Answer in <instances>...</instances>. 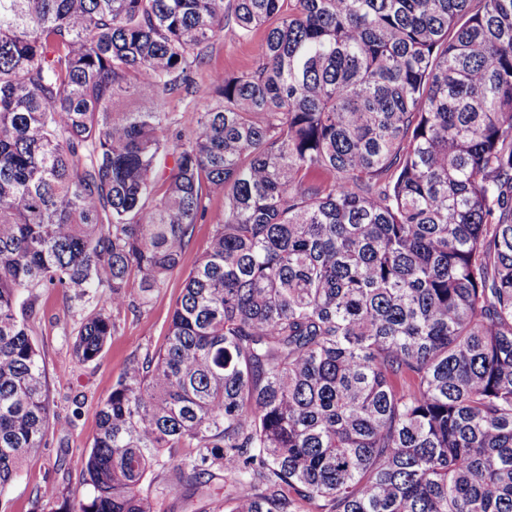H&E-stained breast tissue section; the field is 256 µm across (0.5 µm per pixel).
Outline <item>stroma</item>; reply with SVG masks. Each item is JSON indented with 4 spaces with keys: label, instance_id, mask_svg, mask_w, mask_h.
Returning <instances> with one entry per match:
<instances>
[{
    "label": "stroma",
    "instance_id": "obj_1",
    "mask_svg": "<svg viewBox=\"0 0 512 512\" xmlns=\"http://www.w3.org/2000/svg\"><path fill=\"white\" fill-rule=\"evenodd\" d=\"M263 30L246 38L225 34L210 47L204 62L195 70L199 86H207L214 71L237 75L250 70L263 41ZM212 232L209 222H198L182 266L163 288L153 292L149 303L128 298L111 311L115 333L100 355L81 363L73 352L80 316L61 291L42 292L36 300L31 336L44 364L51 407L47 446L31 457L19 477L0 496L8 512H33V502L45 485L56 483L71 491L82 490V477L73 462L90 447L97 430V412L102 399L128 361L158 348L164 341L176 298L185 278L205 249Z\"/></svg>",
    "mask_w": 512,
    "mask_h": 512
}]
</instances>
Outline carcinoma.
I'll return each instance as SVG.
<instances>
[{
  "instance_id": "cac0c4a2",
  "label": "carcinoma",
  "mask_w": 512,
  "mask_h": 512,
  "mask_svg": "<svg viewBox=\"0 0 512 512\" xmlns=\"http://www.w3.org/2000/svg\"><path fill=\"white\" fill-rule=\"evenodd\" d=\"M228 26L259 60L202 89ZM206 215L40 512H158L163 473L211 512H512V0H0V491L47 444L37 292L92 361ZM197 102L184 93H174L167 98V111L170 113L173 129L190 135L196 121Z\"/></svg>"
}]
</instances>
